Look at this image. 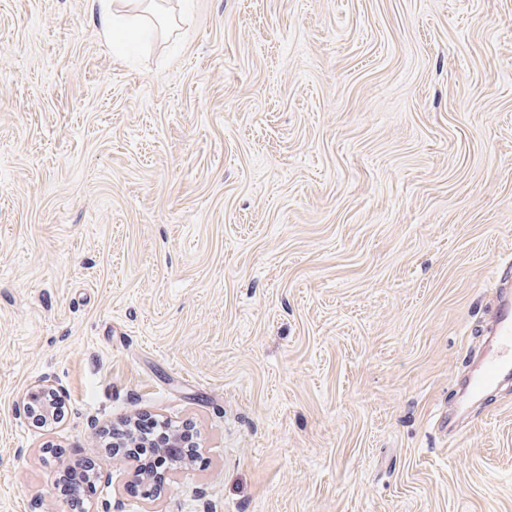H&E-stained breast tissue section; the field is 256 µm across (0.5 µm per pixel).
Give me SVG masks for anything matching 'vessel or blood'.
<instances>
[{"mask_svg":"<svg viewBox=\"0 0 512 512\" xmlns=\"http://www.w3.org/2000/svg\"><path fill=\"white\" fill-rule=\"evenodd\" d=\"M512 373V289L497 294L492 338L473 368L472 394H480L501 376Z\"/></svg>","mask_w":512,"mask_h":512,"instance_id":"vessel-or-blood-1","label":"vessel or blood"}]
</instances>
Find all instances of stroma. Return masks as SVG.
<instances>
[{"label": "stroma", "mask_w": 512, "mask_h": 512, "mask_svg": "<svg viewBox=\"0 0 512 512\" xmlns=\"http://www.w3.org/2000/svg\"><path fill=\"white\" fill-rule=\"evenodd\" d=\"M0 0V512H512V0ZM54 379L62 421L18 406ZM465 409L445 435L440 415ZM196 427L161 480L103 431ZM100 11L98 25L101 33L110 40L120 38L126 26L136 19L150 15L149 8L165 0H97ZM122 2V3H118ZM502 276L494 283V288L500 290L497 294L492 338L474 366L469 384L474 396L489 388L501 376L512 373V286L506 278L502 282ZM93 470V467L88 466L84 462H75L65 468V477L61 491L70 499L72 505H75V508H73L75 512H81L77 510V506L83 505L84 497L96 490Z\"/></svg>", "instance_id": "stroma-1"}]
</instances>
